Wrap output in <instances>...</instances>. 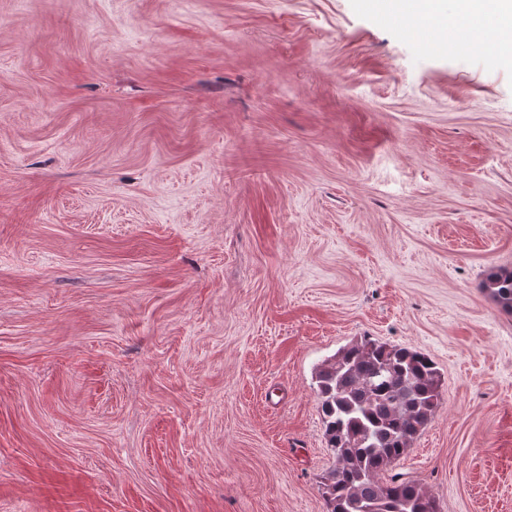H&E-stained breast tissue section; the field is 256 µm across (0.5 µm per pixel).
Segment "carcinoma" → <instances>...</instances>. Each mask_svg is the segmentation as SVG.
<instances>
[{"mask_svg":"<svg viewBox=\"0 0 512 512\" xmlns=\"http://www.w3.org/2000/svg\"><path fill=\"white\" fill-rule=\"evenodd\" d=\"M483 287L512 312V271ZM324 437L336 466L323 482L326 512H441L423 484L382 478L433 419L442 380L425 353L363 336L315 372Z\"/></svg>","mask_w":512,"mask_h":512,"instance_id":"obj_1","label":"carcinoma"}]
</instances>
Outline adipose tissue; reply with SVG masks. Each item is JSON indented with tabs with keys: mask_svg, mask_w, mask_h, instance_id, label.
Masks as SVG:
<instances>
[{
	"mask_svg": "<svg viewBox=\"0 0 512 512\" xmlns=\"http://www.w3.org/2000/svg\"><path fill=\"white\" fill-rule=\"evenodd\" d=\"M387 20L433 28L437 47L452 50L467 42L476 51L495 50L512 58V0H367Z\"/></svg>",
	"mask_w": 512,
	"mask_h": 512,
	"instance_id": "ef3b65f1",
	"label": "adipose tissue"
}]
</instances>
